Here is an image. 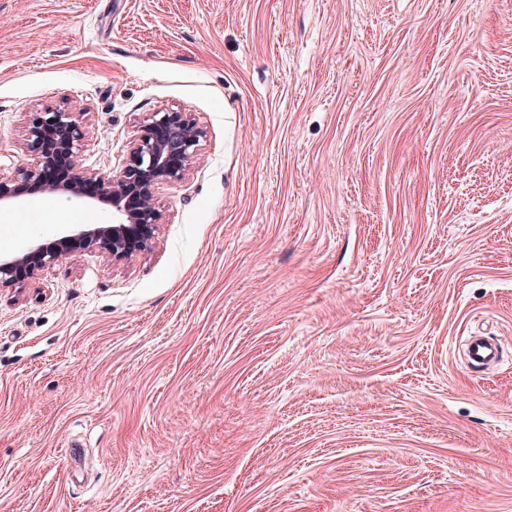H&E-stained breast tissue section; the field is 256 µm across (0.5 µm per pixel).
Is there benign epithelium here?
I'll return each mask as SVG.
<instances>
[{
  "mask_svg": "<svg viewBox=\"0 0 512 512\" xmlns=\"http://www.w3.org/2000/svg\"><path fill=\"white\" fill-rule=\"evenodd\" d=\"M50 127L56 133L53 150L42 153L33 164L19 169L21 179L37 184L48 198L101 202L112 207V223L72 230L47 245H35L9 258H0V288L20 287L27 278L65 256L95 249L114 263L145 251L156 237L160 212L154 192L162 184L184 179L206 137L205 130L186 112H151L144 120V133L128 149L122 172L83 168L77 163L82 132L75 112L36 114L29 125L33 146H39L41 132ZM65 167L64 181L54 170Z\"/></svg>",
  "mask_w": 512,
  "mask_h": 512,
  "instance_id": "benign-epithelium-1",
  "label": "benign epithelium"
}]
</instances>
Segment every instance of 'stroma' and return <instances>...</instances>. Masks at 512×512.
Listing matches in <instances>:
<instances>
[{
    "label": "stroma",
    "instance_id": "obj_1",
    "mask_svg": "<svg viewBox=\"0 0 512 512\" xmlns=\"http://www.w3.org/2000/svg\"><path fill=\"white\" fill-rule=\"evenodd\" d=\"M57 110L206 136L148 250L0 288V512H512V0H0V178ZM467 357L475 367H488L498 362L500 350L496 344L479 337H470L467 340Z\"/></svg>",
    "mask_w": 512,
    "mask_h": 512
}]
</instances>
